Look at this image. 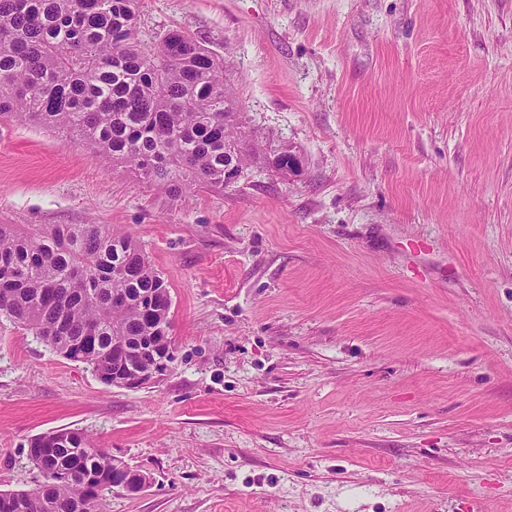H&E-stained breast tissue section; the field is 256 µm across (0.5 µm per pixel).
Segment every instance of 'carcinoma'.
Returning a JSON list of instances; mask_svg holds the SVG:
<instances>
[{
  "label": "carcinoma",
  "mask_w": 512,
  "mask_h": 512,
  "mask_svg": "<svg viewBox=\"0 0 512 512\" xmlns=\"http://www.w3.org/2000/svg\"><path fill=\"white\" fill-rule=\"evenodd\" d=\"M237 115L224 62L178 32L144 45L136 0H0V119L75 135L173 192L197 184L222 192L251 160ZM171 305L127 234L99 224H0V316L107 385L128 363L148 368L145 347L173 361ZM118 338L122 360L113 356ZM42 441L30 439L28 456L50 476L31 492L0 490V512H19L23 498L24 512H103V492L120 487L112 455L91 452L82 432L45 457Z\"/></svg>",
  "instance_id": "1"
}]
</instances>
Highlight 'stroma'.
I'll use <instances>...</instances> for the list:
<instances>
[{
  "mask_svg": "<svg viewBox=\"0 0 512 512\" xmlns=\"http://www.w3.org/2000/svg\"><path fill=\"white\" fill-rule=\"evenodd\" d=\"M138 22L223 60L260 155L173 196L0 123V224L130 233L174 348L126 389L0 317V489H36L29 440L75 430L152 476L106 512H512V0H139Z\"/></svg>",
  "mask_w": 512,
  "mask_h": 512,
  "instance_id": "35a3bbf8",
  "label": "stroma"
}]
</instances>
